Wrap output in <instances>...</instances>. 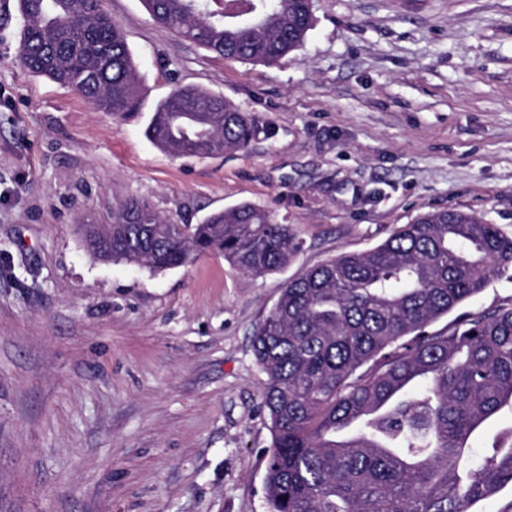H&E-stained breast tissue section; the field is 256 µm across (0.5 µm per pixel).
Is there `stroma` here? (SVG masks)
<instances>
[{
  "instance_id": "stroma-1",
  "label": "stroma",
  "mask_w": 512,
  "mask_h": 512,
  "mask_svg": "<svg viewBox=\"0 0 512 512\" xmlns=\"http://www.w3.org/2000/svg\"><path fill=\"white\" fill-rule=\"evenodd\" d=\"M312 4L303 46L267 66L101 0L141 75L131 115L24 68L18 0H0V512H268L253 337L288 279L427 211L512 237V0ZM179 86L264 134L212 157L159 149L144 127ZM131 198L175 224L249 202L303 247L254 281L212 252L101 262L77 227Z\"/></svg>"
}]
</instances>
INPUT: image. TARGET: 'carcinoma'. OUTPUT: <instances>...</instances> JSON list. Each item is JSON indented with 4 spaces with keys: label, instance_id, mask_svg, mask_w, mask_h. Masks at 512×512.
Wrapping results in <instances>:
<instances>
[{
    "label": "carcinoma",
    "instance_id": "obj_1",
    "mask_svg": "<svg viewBox=\"0 0 512 512\" xmlns=\"http://www.w3.org/2000/svg\"><path fill=\"white\" fill-rule=\"evenodd\" d=\"M143 0L152 19L228 59L273 64L304 41L310 0ZM18 59L112 112L138 111V68L100 0H19ZM265 15L249 25L243 15ZM256 122L223 97L179 87L155 107L146 137L174 156L245 149ZM112 261L154 270L217 251L246 279L293 261L298 235L251 203L171 224L131 199L109 224ZM512 269V237L455 210L404 224L383 243L286 282L253 339L267 375L273 436L264 474L270 512H475L512 486V426L479 448L474 434L512 413V304L437 319Z\"/></svg>",
    "mask_w": 512,
    "mask_h": 512
}]
</instances>
